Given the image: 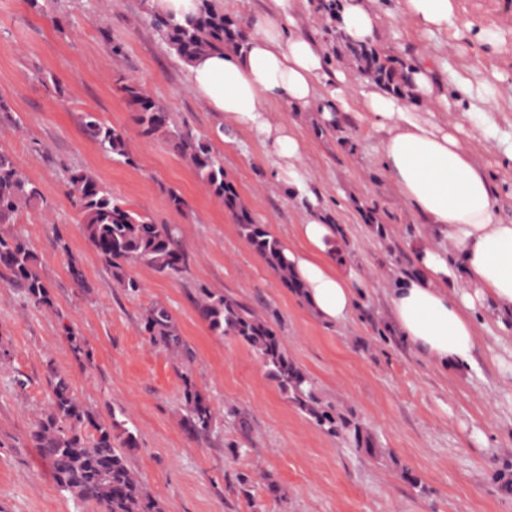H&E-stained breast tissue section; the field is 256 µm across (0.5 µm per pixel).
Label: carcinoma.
Wrapping results in <instances>:
<instances>
[{
	"instance_id": "1",
	"label": "carcinoma",
	"mask_w": 512,
	"mask_h": 512,
	"mask_svg": "<svg viewBox=\"0 0 512 512\" xmlns=\"http://www.w3.org/2000/svg\"><path fill=\"white\" fill-rule=\"evenodd\" d=\"M342 0H318L315 11L332 22L325 33L336 47H345L362 74L392 92L411 87L414 61L403 58L404 47L397 44L383 50L353 43L340 29ZM147 21L161 35L169 50L181 61L205 52H222L240 42V27L224 15L215 0H198L196 13L182 23L173 17L146 8ZM120 90L135 112L138 133L151 138L165 134L173 149L187 159L209 191L233 213L239 234L295 293L299 281L288 269L278 239L267 225L259 223L240 202L233 183L226 180L224 163L217 156L211 138L171 121L167 109L139 84L127 80ZM83 131L105 153L125 164L135 163L124 131L104 124L92 112L83 118ZM66 187L75 199L77 222L85 238L102 257L118 286L137 293L141 283L128 276L124 264L139 263L156 273L180 278L189 271V260L179 243L175 225L158 224L149 215L130 209L112 196L95 176L80 170H65ZM42 191L19 170L12 156L0 150V226L14 224L26 209H45ZM0 281L16 289L35 307L53 308L54 302L44 282L37 256L21 237L0 232ZM195 306L199 317L217 336L231 334L249 345L262 359L268 376L303 413L330 435H342L356 446L369 445L358 422L337 415L319 405L309 377L283 350L272 328L274 313L262 314L253 306L205 284L196 288ZM141 332L167 351L188 362L191 353L170 310L162 303L149 307L140 323ZM49 411L32 432L34 447L48 463L58 489L78 501H92L98 512H162L144 490L127 463L126 449L135 444L134 433L122 422L96 421L74 397L69 382L56 374L50 379ZM183 424L193 437L212 432L214 415L210 405L191 385L183 391ZM92 427L86 435L83 429Z\"/></svg>"
}]
</instances>
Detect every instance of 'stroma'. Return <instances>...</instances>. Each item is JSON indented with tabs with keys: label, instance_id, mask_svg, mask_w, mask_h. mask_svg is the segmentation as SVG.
<instances>
[{
	"label": "stroma",
	"instance_id": "stroma-1",
	"mask_svg": "<svg viewBox=\"0 0 512 512\" xmlns=\"http://www.w3.org/2000/svg\"><path fill=\"white\" fill-rule=\"evenodd\" d=\"M381 43H401L471 81L470 97L512 92V0H459L464 40L417 31L398 0ZM119 52H112L111 44ZM138 82L174 123L210 134L218 124L191 90L182 62L146 20L143 0H0V149L36 182L49 208L21 212L9 232L37 256L54 308H35L0 285V512H97L62 494L30 433L50 402V372L65 376L98 421H124L136 442L130 468L163 512H512V330L478 318L480 347L471 365L421 355L389 328L386 292L414 270L408 245L420 221L378 161L376 134L322 125L317 113L273 107L294 124L306 149L300 165L320 190L326 215L343 233L346 262L369 283L351 317L322 323L285 288L240 236L231 213L174 152L163 135L139 136L121 80ZM126 131L135 165L104 153L82 132L85 113ZM512 143V110L496 135L471 131L470 145L500 172L498 147ZM224 174L241 203L273 235L290 237L303 217L273 174L272 158L249 132L214 140ZM92 173L131 209L175 224L189 256L181 279L140 264L125 270L143 284L118 288L85 239L63 182L64 168ZM186 202L178 212L170 192ZM64 237L67 250L56 245ZM88 290L75 288L70 264ZM204 283L257 310L278 314L276 331L289 358L313 381L322 406L359 422L371 450L321 431L271 380L238 337L214 335L198 317ZM165 304L193 352L182 364L140 330L145 310ZM92 353L77 359L63 329ZM25 379L18 388L16 379ZM192 384L208 402L215 428L187 435L180 398ZM253 477L242 486L240 474Z\"/></svg>",
	"mask_w": 512,
	"mask_h": 512
}]
</instances>
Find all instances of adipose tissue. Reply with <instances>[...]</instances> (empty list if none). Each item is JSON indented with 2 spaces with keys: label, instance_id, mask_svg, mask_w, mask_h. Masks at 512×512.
I'll use <instances>...</instances> for the list:
<instances>
[{
  "label": "adipose tissue",
  "instance_id": "obj_1",
  "mask_svg": "<svg viewBox=\"0 0 512 512\" xmlns=\"http://www.w3.org/2000/svg\"><path fill=\"white\" fill-rule=\"evenodd\" d=\"M298 2L267 0L241 47L187 64L189 86L225 133L250 131L276 158L280 180L304 213L285 254L316 317L329 325L350 317L367 285L365 273L340 260L343 242L298 166L304 143L288 124L271 120L270 108L315 110L324 124L348 122L378 134L384 171L427 229L410 245L413 273L388 295L392 324L426 357L470 365L479 348L476 312L501 328L512 326V217L502 213L499 183L469 148L462 124L495 134L504 107L495 95L469 102L454 124L421 110V103L469 93L466 77L441 78L425 59L412 75L410 97L374 83L355 85L343 70L324 83L320 44L287 28ZM400 10L423 32L467 35L456 23L457 0H400ZM341 19L350 41L379 44L386 23L380 0H343Z\"/></svg>",
  "mask_w": 512,
  "mask_h": 512
}]
</instances>
